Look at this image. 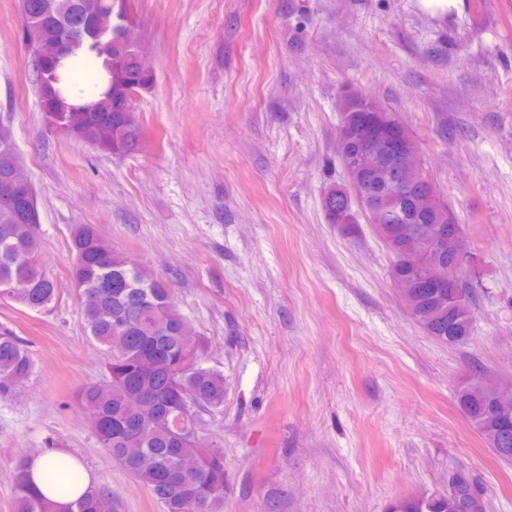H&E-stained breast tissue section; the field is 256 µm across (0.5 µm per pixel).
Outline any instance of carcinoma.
Listing matches in <instances>:
<instances>
[{
  "instance_id": "obj_1",
  "label": "carcinoma",
  "mask_w": 512,
  "mask_h": 512,
  "mask_svg": "<svg viewBox=\"0 0 512 512\" xmlns=\"http://www.w3.org/2000/svg\"><path fill=\"white\" fill-rule=\"evenodd\" d=\"M127 0H19L20 40L31 56L41 112L54 132L100 152L126 156L138 151L144 132L133 95L151 90L154 67L135 48L131 21L118 16ZM123 31H117L118 26ZM105 57L108 85L77 103L64 83V61L82 45ZM367 94L346 91L340 101L338 141L364 116ZM406 154L392 173L401 187L424 190L409 157L417 152L410 131L398 127ZM22 177L15 141L0 144V182ZM361 210L394 257L391 277L407 282L400 296L411 318L426 333L448 345L462 344L473 333L475 295L467 266L455 269L457 286L469 295L460 310L448 304V289L430 293L416 287L409 259L423 245L406 233L400 196L365 188ZM328 223L347 237L358 233L349 194L335 185L323 194ZM36 199L0 195V298L46 312L56 301L54 282L42 264L34 227L40 223ZM70 277L84 328L108 355L106 375L84 384L80 403L93 413L100 448L146 487L165 512H224V450L206 440L191 441L186 429L224 408V373L201 364L200 340L186 345L178 335L184 317L174 302L172 284L148 267L114 251L93 224L78 225L71 237ZM29 350L15 336L0 334V399L10 398L33 375ZM492 378L479 372L456 392V403L468 422L485 437L498 457L512 459V404L494 397ZM27 458L16 473V512H56L31 479ZM63 478L56 491L69 492L81 482L80 470L60 464ZM112 489L91 486L67 512H113ZM388 512H485L482 497L460 473L448 476L446 489L423 499L402 497Z\"/></svg>"
}]
</instances>
